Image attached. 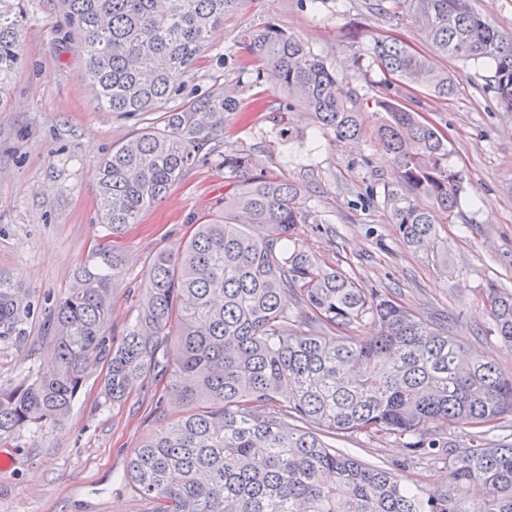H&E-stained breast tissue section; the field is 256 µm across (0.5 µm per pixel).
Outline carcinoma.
Here are the masks:
<instances>
[{
	"label": "carcinoma",
	"instance_id": "obj_1",
	"mask_svg": "<svg viewBox=\"0 0 512 512\" xmlns=\"http://www.w3.org/2000/svg\"><path fill=\"white\" fill-rule=\"evenodd\" d=\"M24 0H0V108L22 64ZM236 0H60L78 36L96 99L112 112H149L182 89L209 32ZM386 14H413L430 45L452 58L491 60L501 109L512 112V42L469 0H380ZM241 53L256 78L286 95L271 110L279 141L294 129L278 121L297 104L341 142L374 141L391 153L408 191L393 219L403 246L436 262L439 225L460 205L462 172L448 167L443 133L384 98L371 132L338 91V76L300 40L275 26L247 35ZM376 61L407 85L446 98L456 86L408 46L379 42ZM237 101L222 92L143 129L99 167L96 195L112 243L50 309L48 363L0 389V437L65 419L88 376L105 366L104 392L122 401L149 367L166 381L176 411L129 454L124 480L153 512H512V443L448 447V428H483L512 416V371L398 301L366 288L340 265L298 244L321 230L296 185L256 177L246 150L224 153L232 191L224 207L191 223L174 251L153 258L135 325L116 344L106 331L112 289L122 276L121 234L165 198L183 171L207 159ZM489 333L512 345V291L485 289ZM291 304H285V299ZM29 295L0 272V338L23 340ZM374 336L362 334L366 325ZM173 348L159 358L167 340ZM326 435L396 437L409 461L439 473L423 494L395 472L329 446ZM471 484L483 487L477 501Z\"/></svg>",
	"mask_w": 512,
	"mask_h": 512
}]
</instances>
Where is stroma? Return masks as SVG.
I'll return each mask as SVG.
<instances>
[{"label": "stroma", "instance_id": "obj_1", "mask_svg": "<svg viewBox=\"0 0 512 512\" xmlns=\"http://www.w3.org/2000/svg\"><path fill=\"white\" fill-rule=\"evenodd\" d=\"M373 0H236L210 33L203 57L185 87L163 108L127 115L102 108L91 89L59 0H26L24 65L10 81L0 109V270L30 293L36 306L23 341L0 340V388L32 377L47 357L49 299L63 294L75 271L90 263L108 228L98 212L95 181L104 156L144 128L162 126L167 112L186 108L197 95L229 89L239 112L227 116L219 150L190 166L171 192L123 233L124 272L112 292L109 330L121 339L138 315L139 289L153 256L174 248L189 223L212 213L226 190L224 153L244 149L255 173L285 177L303 205L324 223L302 234L304 247L326 264L340 263L366 286L395 289L403 304L447 326L451 336L512 370V346L490 336L489 284L512 289V112L497 106L493 66L436 52L411 16L393 17ZM280 27L324 58L342 77L366 128L388 97L417 112L447 139L448 164L464 176L453 223L444 225L448 268L404 247L392 219L389 193L403 195L390 154L374 142L338 141L306 112L289 113L297 137L271 141L272 123L257 110L259 98L276 99L258 81L255 64L238 50L247 32ZM396 39L418 50L436 70L448 72L456 91L441 98L409 87L378 66L373 46ZM164 395L153 377L112 402L99 373H91L68 417L53 427L32 426L0 438V512H150L122 476L130 451L159 428L155 410ZM376 466L399 467L402 481L435 491L438 476L426 465L405 463L400 440L334 438Z\"/></svg>", "mask_w": 512, "mask_h": 512}]
</instances>
